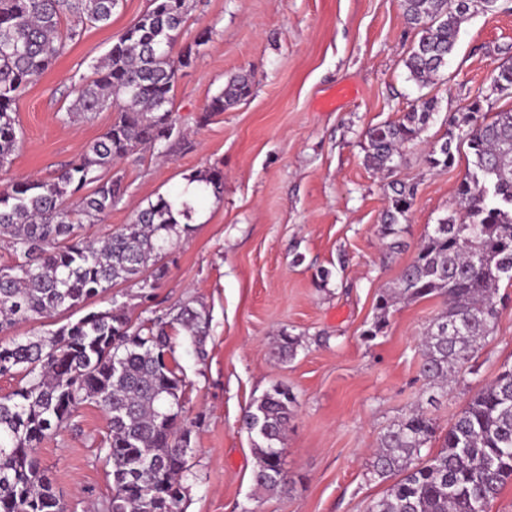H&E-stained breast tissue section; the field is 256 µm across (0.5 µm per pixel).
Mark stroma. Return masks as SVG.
Segmentation results:
<instances>
[{
	"mask_svg": "<svg viewBox=\"0 0 512 512\" xmlns=\"http://www.w3.org/2000/svg\"><path fill=\"white\" fill-rule=\"evenodd\" d=\"M179 47L197 45L174 89L182 139L144 150L115 169L127 192L96 224L79 233L100 240L120 230L137 207L181 189L188 175L216 166L224 192L198 205L193 226L164 258L168 273L142 302L121 283L89 303L125 304L133 322L189 302L209 314L198 359L189 345L175 356L189 385L182 405L192 424L183 512H365L387 482L371 477L369 460L386 429L422 405L448 429L474 394L512 363V299L499 307L491 336L462 367L448 391L420 375L419 338L442 310L440 300L396 306L383 333L363 335L378 296L394 287L426 234L458 211L466 154L445 171L430 169L425 147L444 136L476 95L493 111L512 97L493 89L498 66L512 60V0L460 28L456 48L432 93L439 115L391 171L365 163L366 131L398 119L424 90L404 61L416 40L401 0H190ZM150 0H122L110 25H86L17 107L21 144L0 187L14 178H50L112 124L114 109L67 119L91 67ZM250 73V96L198 118L233 76ZM415 189L404 245L385 257L379 229L392 183ZM329 270L320 279V270ZM300 337L293 359L281 358V333ZM296 398L284 448L287 483L277 492L253 486L256 458L240 420L273 385ZM107 415L83 405L66 428L39 447L66 512H101L112 495L100 448Z\"/></svg>",
	"mask_w": 512,
	"mask_h": 512,
	"instance_id": "1",
	"label": "stroma"
}]
</instances>
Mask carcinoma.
<instances>
[{
  "mask_svg": "<svg viewBox=\"0 0 512 512\" xmlns=\"http://www.w3.org/2000/svg\"><path fill=\"white\" fill-rule=\"evenodd\" d=\"M120 0H0V168L19 150L16 105L27 89L61 56L81 25L109 24ZM406 23L419 35L405 66L409 79L425 85L447 66L463 21L495 12L499 0H402ZM190 0H152L120 34L108 54L93 64V78L79 87L67 115L89 119L107 103L118 106L109 129L87 144L52 178L29 177L0 189V242L15 261L0 266V333L16 324L51 318L101 296L119 282L135 281L140 298H153L167 275L162 255L189 226L196 197L183 190L139 208L129 223L93 243L78 235L122 200L112 165L180 136L173 117L177 71L196 50L173 55ZM67 26H62V23ZM245 76L212 96L198 117L224 112L251 94ZM493 88L512 95V64L503 63ZM484 98L468 107V128L448 133L425 156L429 168L445 171L453 148L472 157L457 188L459 212L441 219L421 242L396 287L380 294L377 315L363 332L378 336L402 301L438 298L443 309L422 339L420 374L429 383L456 378L482 339L493 333L502 281L512 287V110L484 112ZM438 109L421 100L396 121L367 132V163L393 170L405 149L422 139ZM219 196L218 167L189 176ZM414 190L393 188L380 225L385 247H402ZM208 318L189 303L165 319L134 325L115 300L47 333L25 341L0 342V376L25 383L0 395V512H65L42 467L38 447L48 432L68 425L85 404L109 417L101 451L111 467L107 512H182L184 481L191 475V429L182 418L187 382L175 351L185 336L199 357ZM298 338L282 333L281 357L296 354ZM295 397L274 385L252 403L241 428L253 441L257 489L285 484L282 446ZM441 444L431 451L435 440ZM370 473L385 480L401 475L368 512H488L501 488L512 482V365H506L457 415L443 435L421 407L409 411L381 436Z\"/></svg>",
  "mask_w": 512,
  "mask_h": 512,
  "instance_id": "1",
  "label": "carcinoma"
}]
</instances>
